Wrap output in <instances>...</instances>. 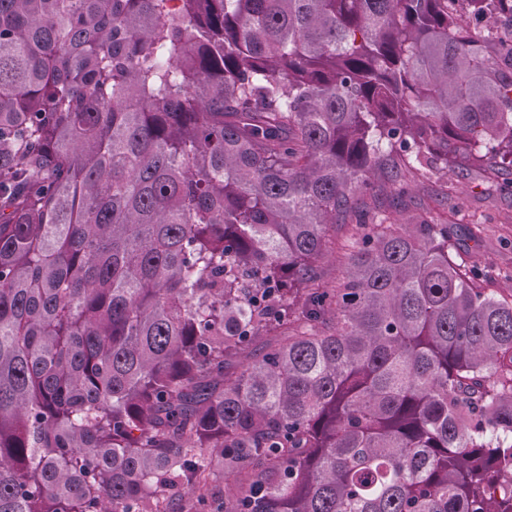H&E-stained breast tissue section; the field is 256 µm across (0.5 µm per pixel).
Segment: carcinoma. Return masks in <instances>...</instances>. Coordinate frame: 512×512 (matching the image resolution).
<instances>
[{
	"label": "carcinoma",
	"mask_w": 512,
	"mask_h": 512,
	"mask_svg": "<svg viewBox=\"0 0 512 512\" xmlns=\"http://www.w3.org/2000/svg\"><path fill=\"white\" fill-rule=\"evenodd\" d=\"M456 2L0 0V512H512V288L426 223L313 287L375 173L512 174Z\"/></svg>",
	"instance_id": "obj_1"
}]
</instances>
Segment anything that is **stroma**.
I'll return each mask as SVG.
<instances>
[{
    "label": "stroma",
    "mask_w": 512,
    "mask_h": 512,
    "mask_svg": "<svg viewBox=\"0 0 512 512\" xmlns=\"http://www.w3.org/2000/svg\"><path fill=\"white\" fill-rule=\"evenodd\" d=\"M412 191L399 195L386 177L375 180L371 193L359 196L353 213L337 219L334 246L315 264L320 287H336L361 232L370 224H444L448 250L460 268L477 270L487 292L512 289V187L505 178L477 167L451 174L417 171L406 175Z\"/></svg>",
    "instance_id": "stroma-1"
}]
</instances>
